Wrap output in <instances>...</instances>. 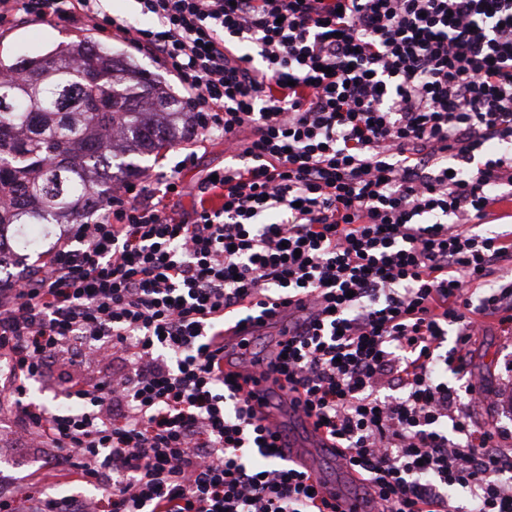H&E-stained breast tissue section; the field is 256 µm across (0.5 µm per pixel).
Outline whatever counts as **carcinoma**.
Masks as SVG:
<instances>
[{
  "label": "carcinoma",
  "mask_w": 512,
  "mask_h": 512,
  "mask_svg": "<svg viewBox=\"0 0 512 512\" xmlns=\"http://www.w3.org/2000/svg\"><path fill=\"white\" fill-rule=\"evenodd\" d=\"M0 266L14 247L36 250L54 224H83L105 201L124 154L159 152L177 140L165 116L177 98L134 74L119 56L79 38L0 73Z\"/></svg>",
  "instance_id": "cac0c4a2"
}]
</instances>
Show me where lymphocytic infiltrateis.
<instances>
[{"mask_svg":"<svg viewBox=\"0 0 512 512\" xmlns=\"http://www.w3.org/2000/svg\"><path fill=\"white\" fill-rule=\"evenodd\" d=\"M137 2L148 27L0 0V22H86L172 72L181 168L216 134L230 153L189 210L177 174L114 185L0 288L15 437L52 451L0 476V512H342L224 373L225 323L281 305L268 366L356 472L349 512H512V435L448 383L486 321L512 328V240L469 228L512 202V0ZM62 359L74 411L28 396ZM89 359L111 373L84 381Z\"/></svg>","mask_w":512,"mask_h":512,"instance_id":"lymphocytic-infiltrate-1","label":"lymphocytic infiltrate"}]
</instances>
